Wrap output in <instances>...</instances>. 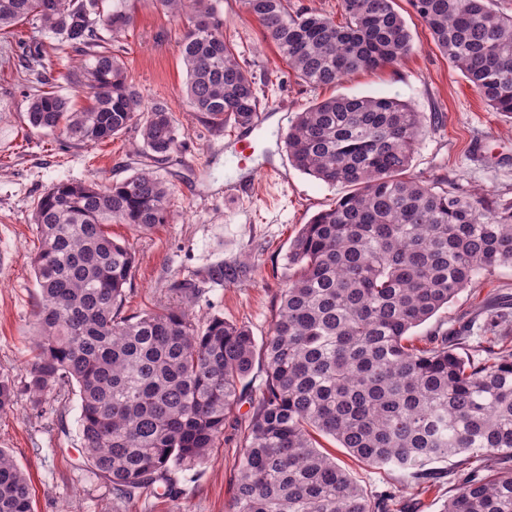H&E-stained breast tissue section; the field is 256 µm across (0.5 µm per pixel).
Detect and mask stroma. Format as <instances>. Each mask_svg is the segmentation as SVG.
<instances>
[{"mask_svg":"<svg viewBox=\"0 0 512 512\" xmlns=\"http://www.w3.org/2000/svg\"><path fill=\"white\" fill-rule=\"evenodd\" d=\"M123 4L132 22L112 44L141 98L165 102L177 128V146L157 168L170 190L171 223L139 235L123 224L111 225L113 238L136 253L126 287L125 314L160 310L179 303L175 284L192 283L199 294L192 307L202 317L217 314L246 325L256 341L269 334L276 294L283 285L291 240L302 224L333 207L346 194L296 169L280 144L298 112L337 95H382L407 102L424 117L421 147L404 176L440 179L446 187L512 201V120L494 112L435 46L407 0L397 9L413 36L412 51L397 64L359 72L343 83L313 89L299 80L276 48L263 38L258 22L240 0H213L224 21L221 32L233 42L241 61L262 79L264 106H280L255 135L252 193L229 191L239 177L219 145L237 136L234 124L218 129L190 108L182 91L186 72L179 42L193 11L167 13L158 0H108ZM40 44L60 94L86 105L73 81L81 57L60 36L25 21L0 33V373L8 375L18 396L0 414V448L7 449L28 476L34 512H228L230 484L241 454L237 430L225 429L205 462L175 472L177 497L141 493L114 503L112 488L84 462L79 431L80 400L74 389L53 391L33 403L25 391L35 335L34 312L40 302L31 258L39 246L32 222L37 198L60 181L107 184L131 175L146 159L135 152L137 128L95 146H74L58 134L30 129L23 120L30 93L18 66V40ZM281 166L283 179L264 174L268 163ZM223 265V283L208 280L210 267ZM512 295V267L478 276L441 310L436 321L416 328L425 335L435 322L466 317L484 302ZM339 464L368 489L399 488L400 512H440L448 487L457 478L454 461L439 463L443 485L417 492L400 472L370 470L332 440H325Z\"/></svg>","mask_w":512,"mask_h":512,"instance_id":"stroma-1","label":"stroma"}]
</instances>
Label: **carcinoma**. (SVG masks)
Instances as JSON below:
<instances>
[{
  "label": "carcinoma",
  "instance_id": "cac0c4a2",
  "mask_svg": "<svg viewBox=\"0 0 512 512\" xmlns=\"http://www.w3.org/2000/svg\"><path fill=\"white\" fill-rule=\"evenodd\" d=\"M101 0H0V31L38 23L91 57L76 82L90 105L73 108L54 77L32 67L38 44L20 43L34 93L26 120L73 145L99 144L131 126L138 150L162 161L176 147L172 116L144 104L123 61L105 46L132 21ZM180 42L185 93L215 127L249 125L262 106L253 74L224 40L211 0H193ZM448 62L496 112L512 118V15L490 0H408ZM298 78L336 86L395 65L413 49L396 0H341V21L292 0H241ZM423 119L388 97L337 96L297 113L283 138L289 160L350 191L302 225L288 251L270 334L185 307L126 315L135 253L108 227L148 234L172 221L170 192L152 168L121 181H60L38 197L32 259L41 303L26 389L77 388L89 467L115 499L203 463L241 401L255 361L261 394L240 431L230 512H395L397 494L367 493L322 449L330 437L363 466L399 470L420 491L432 464L458 458L442 512H512V313L488 302L469 323L437 325L420 344L410 331L471 281L512 266V201L401 178ZM482 321L474 344L470 324ZM0 375V412L14 405ZM0 512H33L30 483L0 448Z\"/></svg>",
  "mask_w": 512,
  "mask_h": 512
}]
</instances>
